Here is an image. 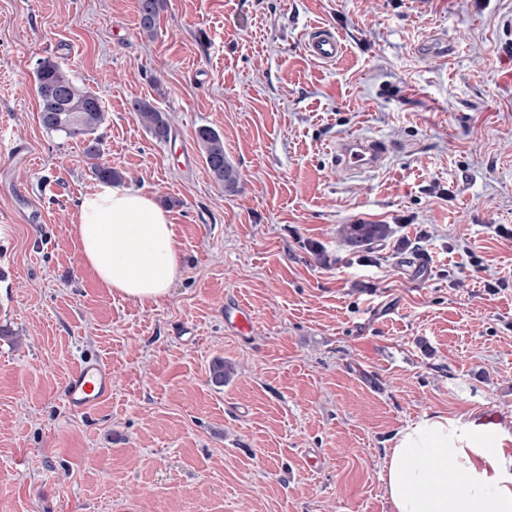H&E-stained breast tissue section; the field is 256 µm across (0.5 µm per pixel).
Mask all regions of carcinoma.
<instances>
[{
	"label": "carcinoma",
	"instance_id": "cac0c4a2",
	"mask_svg": "<svg viewBox=\"0 0 512 512\" xmlns=\"http://www.w3.org/2000/svg\"><path fill=\"white\" fill-rule=\"evenodd\" d=\"M164 6L165 0H140L139 16H148V20L139 22L142 34L148 37L154 35ZM35 82L40 110L45 112L40 117L45 130L65 138L83 137L84 154L90 160V168L97 178L109 183L122 181L123 175L119 170L98 162L100 151L95 133L106 118L101 99L78 85L66 69L50 58L38 63ZM133 110L156 140L168 139L171 125L167 113L143 99L134 101ZM198 141L215 181L228 192L236 191L239 174L224 154V141L220 135L209 127H201ZM343 233L351 240L369 243L384 235L385 228L378 224H350L343 228Z\"/></svg>",
	"mask_w": 512,
	"mask_h": 512
}]
</instances>
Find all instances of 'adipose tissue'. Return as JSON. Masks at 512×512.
<instances>
[{"label":"adipose tissue","mask_w":512,"mask_h":512,"mask_svg":"<svg viewBox=\"0 0 512 512\" xmlns=\"http://www.w3.org/2000/svg\"><path fill=\"white\" fill-rule=\"evenodd\" d=\"M80 264L140 304L166 299L179 273L174 226L153 196L98 183L77 207ZM381 480L390 512H512V453L485 444L475 424L434 414L392 439Z\"/></svg>","instance_id":"obj_1"}]
</instances>
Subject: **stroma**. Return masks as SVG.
<instances>
[{"label":"stroma","mask_w":512,"mask_h":512,"mask_svg":"<svg viewBox=\"0 0 512 512\" xmlns=\"http://www.w3.org/2000/svg\"><path fill=\"white\" fill-rule=\"evenodd\" d=\"M0 0V512H390L392 437L441 413L512 451V0ZM342 39L333 64L305 34ZM452 42L443 57L421 44ZM102 100L100 159L170 212L180 273L139 304L78 259L81 140L47 132L34 71ZM171 116L166 141L131 103ZM220 134L235 192L197 131ZM383 165L333 164L341 136ZM348 224L386 233L358 246ZM255 314L251 336L224 303ZM224 360L223 385L211 378ZM88 360L112 396L71 414ZM165 0H140L139 3V18L140 28L142 34L147 37H152L155 33L156 23L160 12L164 9ZM148 11V20H142L144 12ZM304 50L309 57L321 63L336 61L343 52L341 38L332 30L320 27L312 30L304 41ZM198 141L206 165L215 181L222 185L227 192H235L239 174L224 154L223 139L213 129L201 127L198 130ZM254 319L250 308L234 301H225L224 323L238 336H246L251 333Z\"/></svg>","instance_id":"1"}]
</instances>
